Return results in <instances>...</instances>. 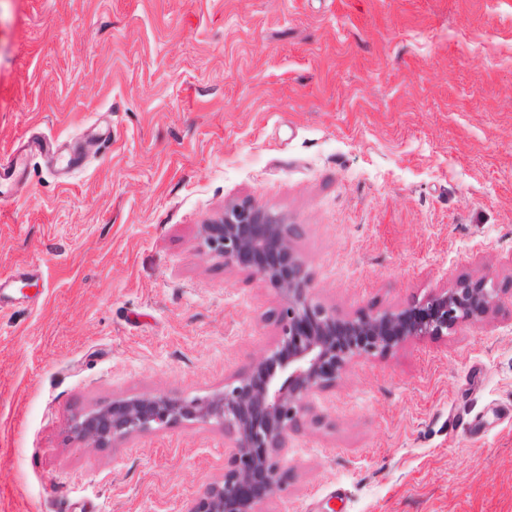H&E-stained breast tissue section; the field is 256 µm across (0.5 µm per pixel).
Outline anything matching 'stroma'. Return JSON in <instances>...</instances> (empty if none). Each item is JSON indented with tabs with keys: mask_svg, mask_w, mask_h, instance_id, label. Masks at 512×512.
Listing matches in <instances>:
<instances>
[{
	"mask_svg": "<svg viewBox=\"0 0 512 512\" xmlns=\"http://www.w3.org/2000/svg\"><path fill=\"white\" fill-rule=\"evenodd\" d=\"M0 512H184L220 426L104 447L76 416L222 391L281 299L205 250L249 200L339 316L493 282L482 317L353 360L257 512H512V0H0ZM26 171V156L21 150L13 152L8 159H0V179L4 181H21Z\"/></svg>",
	"mask_w": 512,
	"mask_h": 512,
	"instance_id": "stroma-1",
	"label": "stroma"
}]
</instances>
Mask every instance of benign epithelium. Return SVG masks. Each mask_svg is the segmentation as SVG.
<instances>
[{
  "instance_id": "1",
  "label": "benign epithelium",
  "mask_w": 512,
  "mask_h": 512,
  "mask_svg": "<svg viewBox=\"0 0 512 512\" xmlns=\"http://www.w3.org/2000/svg\"><path fill=\"white\" fill-rule=\"evenodd\" d=\"M293 231L284 217L248 201L201 225L210 255L250 270L281 297L279 334L249 370L203 399L147 394L74 420L75 434L93 447L176 422L223 426L233 439L224 476L184 512H255L256 502L283 489V453L312 393L334 386L353 359L385 354L413 336H446L486 314L495 301L496 288L487 282L463 280L417 306L342 318L315 299L311 277L294 251Z\"/></svg>"
}]
</instances>
